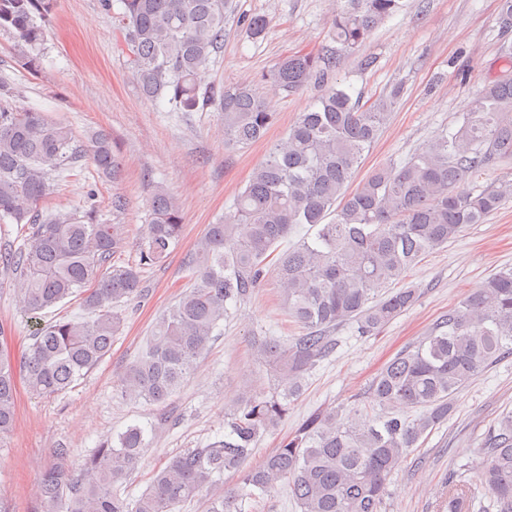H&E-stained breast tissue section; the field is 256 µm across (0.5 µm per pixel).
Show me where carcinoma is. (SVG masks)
Returning a JSON list of instances; mask_svg holds the SVG:
<instances>
[{
	"label": "carcinoma",
	"instance_id": "1",
	"mask_svg": "<svg viewBox=\"0 0 512 512\" xmlns=\"http://www.w3.org/2000/svg\"><path fill=\"white\" fill-rule=\"evenodd\" d=\"M119 2L114 22L141 96L156 105L165 101L174 112H220L230 145L257 142L274 123L265 89L295 95L317 88L229 211L207 226L187 260L194 285L156 322L145 352L124 367L122 395L150 405L170 401L224 319L270 279L302 334L284 340L251 332L250 349L274 372L273 386L244 390L226 413L224 437L175 454L152 472L140 496L122 490L148 447L144 429L130 425L101 439L78 464L72 449H53L31 512H181L202 495L206 512H238L239 494L262 499L278 489L288 491L299 512H381L400 459L448 419L460 388L512 354V270L488 278L385 363L368 386L369 404L347 412L318 409L261 461L251 457L261 438L288 419L307 375L336 351V328L365 337L389 324L417 300L416 289L393 284L512 195V181L474 184L512 162V0H502L498 19L504 66L473 96L461 123L374 170L353 191L349 182L402 87L371 101L353 96L333 76L342 52L358 50L380 24L402 13L403 0H343L331 30L339 48L297 52L257 80L224 85H203L199 77L224 43L229 0ZM54 7L55 0H0V31L28 47L29 67ZM14 98L8 78L0 76V222L27 234L23 245L0 244V285H12L27 311L75 298L88 316L46 325L18 365L0 346L1 448L15 427L16 374L33 394L50 398L93 370L123 327L121 307L143 296L144 271L165 262L183 230L176 199L159 184L135 263L115 260L126 238L117 221L126 208L123 196L112 195L110 224L95 219L92 187L80 215L40 211L60 173L83 158L114 182L121 163L107 134L97 133L85 148L68 125ZM304 224L309 233L279 249ZM483 446L482 512H512V411L498 418ZM226 472L238 476L239 486L221 492ZM472 502L469 484L448 483V512H470Z\"/></svg>",
	"mask_w": 512,
	"mask_h": 512
}]
</instances>
